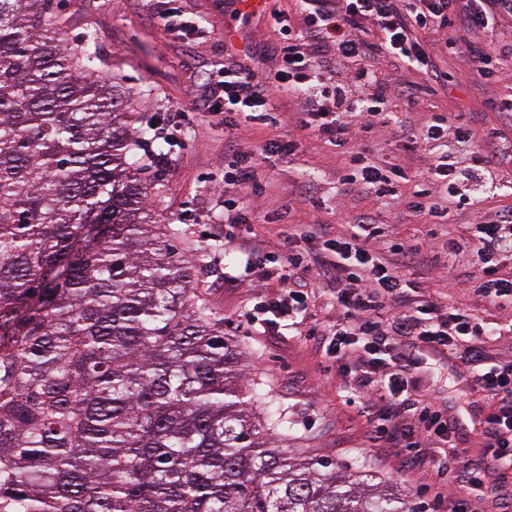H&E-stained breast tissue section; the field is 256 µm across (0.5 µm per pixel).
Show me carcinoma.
<instances>
[{
    "label": "carcinoma",
    "instance_id": "carcinoma-1",
    "mask_svg": "<svg viewBox=\"0 0 512 512\" xmlns=\"http://www.w3.org/2000/svg\"><path fill=\"white\" fill-rule=\"evenodd\" d=\"M0 0V512H421L279 447L96 36ZM261 408L263 417L254 409Z\"/></svg>",
    "mask_w": 512,
    "mask_h": 512
}]
</instances>
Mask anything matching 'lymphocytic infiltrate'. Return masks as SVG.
Listing matches in <instances>:
<instances>
[{
  "instance_id": "obj_1",
  "label": "lymphocytic infiltrate",
  "mask_w": 512,
  "mask_h": 512,
  "mask_svg": "<svg viewBox=\"0 0 512 512\" xmlns=\"http://www.w3.org/2000/svg\"><path fill=\"white\" fill-rule=\"evenodd\" d=\"M295 15H270L277 36L271 69L240 59L225 63L211 76L208 111L224 114V127L235 130L265 121L270 113L296 103L294 123L327 138L346 153L339 178L341 195L367 199L397 192L406 179L402 167L386 170L368 156V138L387 127L396 139L423 142H473L466 155L446 152L430 163L414 185L408 208L415 214H438L444 205L475 208L484 189L492 188L491 159H512V143L479 135L471 120L446 125L434 121L412 131L390 112L391 77L376 67L377 58L400 63L425 75L436 69L435 53L467 52L475 72L490 77L504 62L491 44L459 41L458 31L494 33L512 19V0H299ZM438 35L434 44L420 42L416 31ZM265 187L251 150L234 151L224 166V208L240 223L256 219L249 196ZM451 251L469 247L473 269L467 283L492 307L512 301V276L499 272L498 257L512 253V209L493 220H476ZM287 249L278 255L276 293L263 305L264 318L251 322L258 335L269 334L274 320L296 325L325 281L336 318L310 326L307 335L331 361L361 412L369 417L368 440L381 453L400 458L404 472L429 482L432 506L449 496L448 478L460 482V496L449 512H505L512 506V360L486 365L485 337L497 323L470 309L446 306L426 298L405 278L409 265L430 264L423 244L394 237L389 225L371 213H358L338 229L313 222L290 227ZM462 355L471 368L474 392L487 401L476 455L462 459L463 440L456 423L444 415L435 398L424 393L417 377L423 355ZM442 443L444 455L430 452Z\"/></svg>"
}]
</instances>
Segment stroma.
Returning a JSON list of instances; mask_svg holds the SVG:
<instances>
[{
	"mask_svg": "<svg viewBox=\"0 0 512 512\" xmlns=\"http://www.w3.org/2000/svg\"><path fill=\"white\" fill-rule=\"evenodd\" d=\"M54 3L69 49H76L86 29L95 30L103 69L112 73L125 92L139 123L168 124L176 121L178 112H188V129L178 142L168 144L164 161H151L145 173L153 186L148 206L204 256L198 288L223 316L225 335L233 338L242 352L245 385L270 389L280 403L288 420L284 446L289 454L327 460L347 474L373 472L380 480L391 482L410 502H430V492L409 481L396 458L369 448L366 417L349 403L335 368L312 340L293 329L266 336L254 333L245 315L267 300L276 280L246 272L243 258L225 251L222 245L224 227L231 223L236 236L257 237L264 250L277 254L284 247L289 225L315 221L343 225L352 213L336 196L343 156L324 138L298 130L294 132V156L261 158L263 144L278 131L289 129L288 113H278L274 128L251 125L228 132L223 113L198 107L207 78L223 67L227 58L239 59L248 52L272 57L275 39L268 25L270 10H295V0H269L268 9L257 13L238 12L235 0H178L184 13L211 29V37L204 42L168 39L152 0ZM435 62L447 73V83L421 95L412 105L394 98L393 111L406 114L417 124L432 118L451 120L470 112L480 130L512 141V112H493L486 106L489 99L512 94V64L483 79L472 72L466 57L442 55ZM372 140L377 163L401 165L409 176L422 171L425 158L435 154L431 148L393 141L383 127L375 131ZM239 146L259 154L258 169L268 183L256 202L259 221L255 224H235L233 215L224 211V161ZM412 190L407 181L401 183L397 195L364 200L360 207L376 220L393 225L399 236L424 242L437 257V268L414 264L405 271L407 279L421 284L424 294L472 309L480 317L491 314L493 321L503 325L502 334L483 345L486 363L512 355V305L486 312L484 302L467 285L449 287L440 271L452 259L449 240L464 235L470 213L452 211L435 222L427 216L409 215L405 199ZM228 263L243 273L242 284L233 288L224 285ZM419 379L422 389L438 396L449 417L461 427L469 432L478 428L486 404L472 391L468 367L459 357L441 360L434 369L421 372Z\"/></svg>",
	"mask_w": 512,
	"mask_h": 512,
	"instance_id": "35a3bbf8",
	"label": "stroma"
}]
</instances>
